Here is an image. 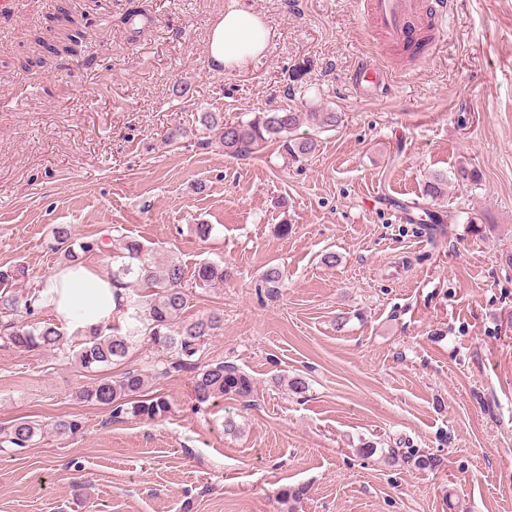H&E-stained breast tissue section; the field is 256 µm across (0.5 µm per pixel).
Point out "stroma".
<instances>
[{"instance_id":"obj_1","label":"stroma","mask_w":512,"mask_h":512,"mask_svg":"<svg viewBox=\"0 0 512 512\" xmlns=\"http://www.w3.org/2000/svg\"><path fill=\"white\" fill-rule=\"evenodd\" d=\"M58 2L0 11V267L26 268L17 294L41 290L63 259L58 226L81 241L121 228L189 274L224 263L232 279L194 288L188 314L223 311L200 360L235 363L257 392L253 406L203 411L180 372L156 383L165 416L117 423L76 393L162 359L150 342L100 373L70 360L74 325L60 353L2 345L0 428L40 431L0 450V512H278V492L298 485L299 512H512V0H455L440 51L416 59L372 41L355 0H246L270 49L227 74L209 37L230 0H139L136 32L128 0H73L91 24L62 57L35 42ZM362 57L401 69L395 95L353 93ZM282 108L339 117L308 161L161 137L197 129L202 112L231 123ZM463 166L476 173L464 186ZM436 174L449 183L434 202ZM408 205L445 214L444 233L400 221ZM271 266L273 297L257 289ZM295 376L305 393L284 386ZM74 416L81 434L56 431ZM366 442L380 454L362 458ZM388 448L439 464L392 465ZM32 421L18 420L14 423L10 430L4 433L5 435L0 438V447L2 448H14L20 450L29 447L30 443L34 441V438L38 434L40 428Z\"/></svg>"}]
</instances>
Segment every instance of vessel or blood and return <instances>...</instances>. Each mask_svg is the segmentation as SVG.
I'll list each match as a JSON object with an SVG mask.
<instances>
[{
	"label": "vessel or blood",
	"instance_id": "1",
	"mask_svg": "<svg viewBox=\"0 0 512 512\" xmlns=\"http://www.w3.org/2000/svg\"><path fill=\"white\" fill-rule=\"evenodd\" d=\"M447 0H362V10L381 29L387 42L415 46L422 27L443 31ZM394 70L360 60L349 77L354 92L366 98H384L394 91Z\"/></svg>",
	"mask_w": 512,
	"mask_h": 512
}]
</instances>
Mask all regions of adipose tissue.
<instances>
[{"label": "adipose tissue", "instance_id": "obj_1", "mask_svg": "<svg viewBox=\"0 0 512 512\" xmlns=\"http://www.w3.org/2000/svg\"><path fill=\"white\" fill-rule=\"evenodd\" d=\"M270 39L269 29L252 8L231 0L211 33L209 54L217 67L230 72L265 55ZM113 291L109 275L86 266L64 267L46 281L41 302L65 323L96 326L111 321L115 313Z\"/></svg>", "mask_w": 512, "mask_h": 512}]
</instances>
